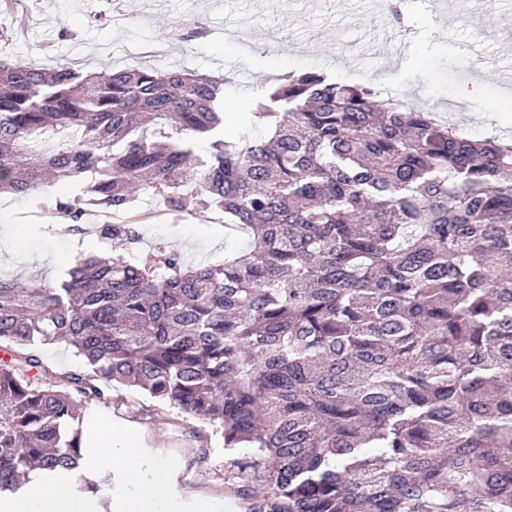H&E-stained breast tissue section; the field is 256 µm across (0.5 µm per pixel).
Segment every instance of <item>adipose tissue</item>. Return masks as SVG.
Instances as JSON below:
<instances>
[{
  "label": "adipose tissue",
  "mask_w": 512,
  "mask_h": 512,
  "mask_svg": "<svg viewBox=\"0 0 512 512\" xmlns=\"http://www.w3.org/2000/svg\"><path fill=\"white\" fill-rule=\"evenodd\" d=\"M85 469L117 470L123 512H201L198 501L178 503L172 472L127 426L95 427L82 455ZM89 500L75 496L69 481L46 489L31 484L23 497H0V512H89Z\"/></svg>",
  "instance_id": "1"
}]
</instances>
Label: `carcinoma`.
I'll return each instance as SVG.
<instances>
[{
  "label": "carcinoma",
  "mask_w": 512,
  "mask_h": 512,
  "mask_svg": "<svg viewBox=\"0 0 512 512\" xmlns=\"http://www.w3.org/2000/svg\"><path fill=\"white\" fill-rule=\"evenodd\" d=\"M230 89L0 59V193L75 183L56 210L79 224L140 181L246 239L207 265L135 260L139 225L102 224L110 255L0 277V494L75 470L73 394L118 383L249 449L250 512H512V144L323 71L266 79L228 138ZM60 341L85 370L47 383L38 350Z\"/></svg>",
  "instance_id": "obj_1"
}]
</instances>
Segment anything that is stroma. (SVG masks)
<instances>
[{
	"label": "stroma",
	"mask_w": 512,
	"mask_h": 512,
	"mask_svg": "<svg viewBox=\"0 0 512 512\" xmlns=\"http://www.w3.org/2000/svg\"><path fill=\"white\" fill-rule=\"evenodd\" d=\"M401 11L399 32L372 0H122L105 13L98 0H15L0 17V45L16 43L19 59L39 65L90 69L123 65L125 49L138 47L146 65L231 80L229 101L242 121L270 71L322 68L347 77L361 70L384 87L386 98L419 103L475 137L512 140V0H500L493 11L482 0H401ZM197 20L206 35L187 38ZM255 25L268 29V41L243 44V32ZM476 81L481 93L459 100L460 89ZM75 195L71 186L47 188L35 200L0 195V225L19 229L17 236H0V277L50 283L84 253L111 250V242L88 241L55 218L57 199ZM137 206L161 219L143 225L134 257L167 247L203 265L222 260L232 246L223 224L208 217H174L161 198L147 194ZM78 405L81 429L116 422L141 433L180 492L222 512H249L239 482L227 478L224 440L210 427L120 386L107 399Z\"/></svg>",
	"instance_id": "obj_1"
}]
</instances>
